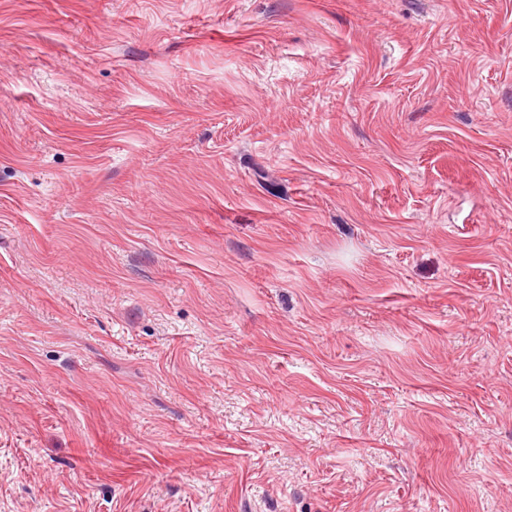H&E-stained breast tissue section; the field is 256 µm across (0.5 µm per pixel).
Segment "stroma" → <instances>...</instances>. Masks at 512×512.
<instances>
[{
    "label": "stroma",
    "mask_w": 512,
    "mask_h": 512,
    "mask_svg": "<svg viewBox=\"0 0 512 512\" xmlns=\"http://www.w3.org/2000/svg\"><path fill=\"white\" fill-rule=\"evenodd\" d=\"M0 512H512V0H0Z\"/></svg>",
    "instance_id": "obj_1"
}]
</instances>
